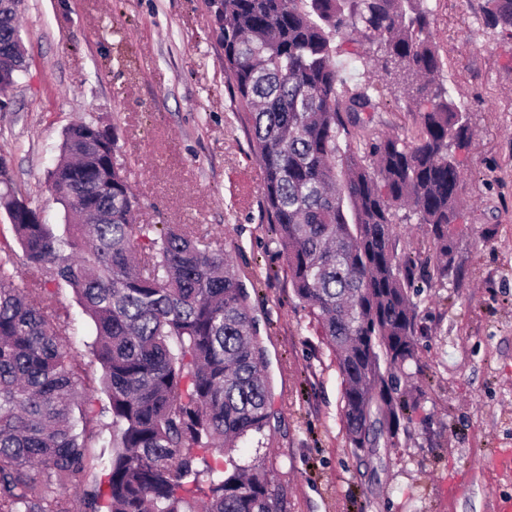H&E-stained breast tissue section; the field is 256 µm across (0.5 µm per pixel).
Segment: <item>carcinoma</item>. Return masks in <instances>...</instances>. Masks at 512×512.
Returning a JSON list of instances; mask_svg holds the SVG:
<instances>
[{
  "label": "carcinoma",
  "instance_id": "cac0c4a2",
  "mask_svg": "<svg viewBox=\"0 0 512 512\" xmlns=\"http://www.w3.org/2000/svg\"><path fill=\"white\" fill-rule=\"evenodd\" d=\"M427 0H209L224 74L249 114L268 223L294 294L317 322L343 377L347 442L393 445L415 403L400 389L418 361L414 298L452 270L463 223L456 152L470 141L462 106L440 79ZM16 0H0V87L24 53ZM483 21L512 39V0H485ZM393 80L417 122L409 135L370 128L381 90L350 83L341 44ZM365 143L370 164L354 150ZM116 134L65 130L49 190L65 224L42 220L0 159V209L42 277L16 283L0 246V512H100L84 487L108 470L107 512H278L265 460L241 465L245 438L271 409L266 355L239 270L178 224L132 223L138 202L116 163ZM427 227L425 254L398 251L393 218ZM69 287L94 324L92 353L109 406L108 439L90 427L81 365L44 311ZM108 454L94 458L97 444ZM82 488L52 495L43 474ZM200 502L186 497L201 482Z\"/></svg>",
  "mask_w": 512,
  "mask_h": 512
}]
</instances>
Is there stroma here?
Returning a JSON list of instances; mask_svg holds the SVG:
<instances>
[{"label": "stroma", "instance_id": "obj_1", "mask_svg": "<svg viewBox=\"0 0 512 512\" xmlns=\"http://www.w3.org/2000/svg\"><path fill=\"white\" fill-rule=\"evenodd\" d=\"M484 0H428L442 75L472 131L459 156L467 228L443 286L418 297L417 402L398 444L357 453L346 440L343 382L295 296L265 211L250 125L224 77L208 0H23L27 68L0 90V157L45 223L64 209L47 178L67 127L114 128L116 160L140 224H184L242 272L273 402L266 467L280 512H495L512 474V40L482 20ZM53 321L86 370L84 407L109 423L91 354L94 325L71 288L51 289Z\"/></svg>", "mask_w": 512, "mask_h": 512}]
</instances>
